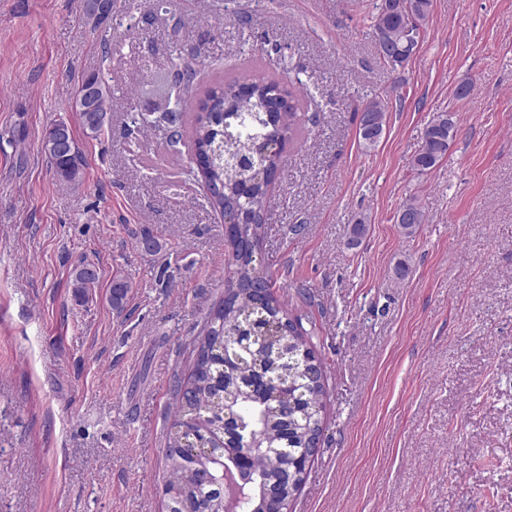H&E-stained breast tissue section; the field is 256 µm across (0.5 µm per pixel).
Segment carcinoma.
<instances>
[{
    "instance_id": "obj_1",
    "label": "carcinoma",
    "mask_w": 512,
    "mask_h": 512,
    "mask_svg": "<svg viewBox=\"0 0 512 512\" xmlns=\"http://www.w3.org/2000/svg\"><path fill=\"white\" fill-rule=\"evenodd\" d=\"M398 2L381 0L372 28L377 31L385 23L401 47L406 13ZM84 15L96 29L111 12L103 13L96 0H86ZM168 68L171 79L160 75L155 82L161 90L177 93V108L156 123L166 127L170 143L188 142L197 162L192 173L207 188L210 207L235 224L226 237L232 280L190 342L188 375L177 379L171 391L173 431L165 450V495L170 512H195L202 496L222 501L221 490L199 482L198 475H215L213 456L228 445L241 456L253 455L245 438V432L253 430L269 452L241 471L254 488L241 512H265V491L277 492L286 503L299 493L308 467L307 448L324 431L327 373L312 344L314 330L305 329L302 315L290 312L279 299L276 281L256 257L270 206L271 176L283 169L284 143L301 134L303 96L284 89L270 74H250L246 80L238 75L208 87L195 105L194 64L177 58L169 60ZM88 82L96 86L97 111L84 112L78 106L74 111L86 137L96 139L111 112L112 90L98 73L82 78L77 90ZM361 111L386 129L384 100L372 97L362 102ZM454 129L448 116L438 114L427 126L411 168L422 174L441 161ZM48 163L60 180L81 181L83 155L64 153ZM399 211L414 216V223L399 225L407 236L425 221L414 199L406 200ZM73 274L76 291L85 294L97 286L98 274L83 265L75 266ZM131 288L124 276L112 277L113 309H125Z\"/></svg>"
}]
</instances>
